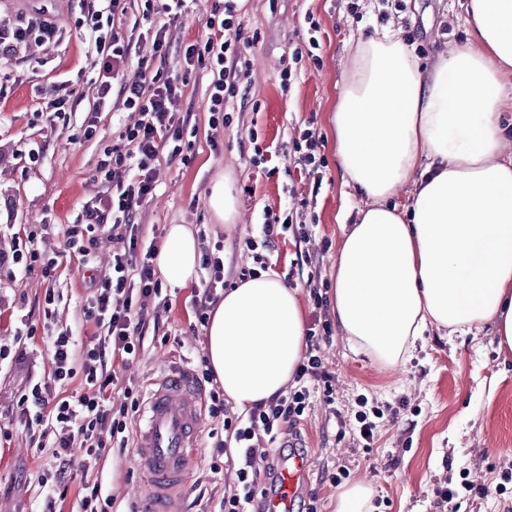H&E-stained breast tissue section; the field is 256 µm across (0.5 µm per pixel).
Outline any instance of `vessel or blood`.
<instances>
[{"label": "vessel or blood", "mask_w": 512, "mask_h": 512, "mask_svg": "<svg viewBox=\"0 0 512 512\" xmlns=\"http://www.w3.org/2000/svg\"><path fill=\"white\" fill-rule=\"evenodd\" d=\"M201 400L186 370L162 375L150 391L148 422L133 449L145 512H180L182 491L198 459ZM310 466L303 454L281 459L278 489L265 494L264 512H295Z\"/></svg>", "instance_id": "b4317fda"}]
</instances>
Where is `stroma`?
Masks as SVG:
<instances>
[{"mask_svg":"<svg viewBox=\"0 0 512 512\" xmlns=\"http://www.w3.org/2000/svg\"><path fill=\"white\" fill-rule=\"evenodd\" d=\"M213 0H189L170 27V72L186 74L187 86L174 110L197 137L189 163L162 164L158 191L136 221L145 234L166 233L169 225L197 230L202 248L224 246L230 283L254 268L255 254L245 241L258 236L264 210L307 211L304 234H288L265 252L268 272L298 291L306 322L331 319L329 307H317L315 295L329 296L332 267L360 203L342 178L336 156L332 116L339 101L350 53L357 40L374 35L379 0H241V20L252 43L250 92L236 101L230 124L219 132L218 147L208 137L210 77L186 70L185 45L209 34L206 21ZM95 0H0V16H50L59 29L52 40L29 41L0 62V256L9 257L36 243L54 259L51 274L9 272L0 268V512H38L40 482L54 460L39 450L38 438L16 419L17 402L29 383L51 371L47 332L71 328L87 339L95 328L80 320L91 295L75 258L65 249L64 233L83 202L102 194L106 184L97 168L107 159L133 112H97V71L87 54L83 20ZM458 0H405L390 10L402 37L413 43L421 66L437 53L465 42L467 28ZM317 22L320 50L293 62L304 50L310 22ZM116 29L139 39L137 56L124 72H133L138 55L152 50L144 38L140 0H126ZM298 75L290 89L280 84L286 64ZM65 97L59 127H51L49 103ZM313 129L323 142L320 174L302 170L294 138ZM265 161L253 166L254 152ZM229 178L236 199L233 223L217 220L206 198L217 176ZM59 294L53 308L47 289ZM191 287L169 289L170 306L159 318L161 337L145 339L138 359L120 372L150 386L171 367L196 368L204 350V331L192 330ZM331 377V390L315 384L297 431L312 460L304 498H315L319 512H335L343 488L371 480L370 512H512V356L499 353L491 326L471 334L448 335L429 328L412 358L398 370L354 351L339 330L321 340L317 351ZM375 425L374 439L360 437V414ZM222 419L202 413L198 464L183 492L185 512H221L224 492L236 475L232 463L211 470L213 444L223 435ZM341 473L339 485L330 474ZM113 500L112 512H130L140 480L131 448L110 449L93 472ZM454 492L440 501L436 487Z\"/></svg>","mask_w":512,"mask_h":512,"instance_id":"35a3bbf8","label":"stroma"}]
</instances>
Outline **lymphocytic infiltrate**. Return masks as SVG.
<instances>
[{
  "label": "lymphocytic infiltrate",
  "mask_w": 512,
  "mask_h": 512,
  "mask_svg": "<svg viewBox=\"0 0 512 512\" xmlns=\"http://www.w3.org/2000/svg\"><path fill=\"white\" fill-rule=\"evenodd\" d=\"M101 9L88 12L89 52L99 63L97 98L99 105H116L117 109L137 113L138 119L125 129L122 143L114 147L112 162L101 163V173L111 166L123 167L126 176L117 180L108 194L84 202L79 223L67 229V245L76 255L83 271L91 299L82 308L85 320L94 322L97 332L87 343H77L70 330L52 335L51 374L46 382L29 385L20 397L17 418L25 428L41 427L40 447H51L57 462L48 473L40 512H63L54 495L55 487L64 483L71 468L89 472L104 456L107 448L126 447L125 419L139 412L144 395L141 387L119 386L107 364H128L138 350L146 325L149 300H157L159 308H167L162 296V283L154 260L155 244H144L135 216L156 189V168L160 161L188 162L194 146L186 137L183 120L171 111L172 100L186 85L185 79L173 76L164 66L170 41L167 26L154 29L151 58H139L136 71L128 76L120 90L112 88L114 65L134 55L136 45L121 37L114 28L113 17L122 11L123 0H101ZM208 27H221L222 36H208L185 46L187 66L206 69L210 75L209 126L228 125L229 110L237 97L249 89V63L244 50L250 40L244 35L238 0H214ZM59 32L49 18H31L27 22L0 19V60L9 59L31 35L51 40ZM116 233L123 244L114 254L108 270L96 265L98 236ZM202 265L208 279L201 290L191 294L195 325H205L208 313L218 300L219 289L225 288L224 247L205 252ZM311 352L299 364L295 386L285 394L255 405L246 415L232 413L223 392L208 393V411L222 417L224 437L216 443L219 455H235L238 462L237 485L225 496L224 512H260L259 485L276 486L277 460L268 462L265 473H258L254 459L264 444L288 446L301 421L310 396L309 384L327 381L328 375L315 351L319 346L316 328H309ZM81 377L86 390L78 396L66 395L65 386Z\"/></svg>",
  "instance_id": "obj_1"
}]
</instances>
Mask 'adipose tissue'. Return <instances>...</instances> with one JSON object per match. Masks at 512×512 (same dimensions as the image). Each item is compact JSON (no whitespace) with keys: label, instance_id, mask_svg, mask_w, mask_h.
<instances>
[{"label":"adipose tissue","instance_id":"obj_1","mask_svg":"<svg viewBox=\"0 0 512 512\" xmlns=\"http://www.w3.org/2000/svg\"><path fill=\"white\" fill-rule=\"evenodd\" d=\"M468 39L429 68L395 32L358 41L333 116L346 186L363 198L336 257L331 309L350 347L395 369L428 327L493 324L512 352V0H470ZM198 241L167 228L159 270L197 276ZM307 349L297 289L264 273L225 291L205 352L238 411L285 391Z\"/></svg>","mask_w":512,"mask_h":512}]
</instances>
